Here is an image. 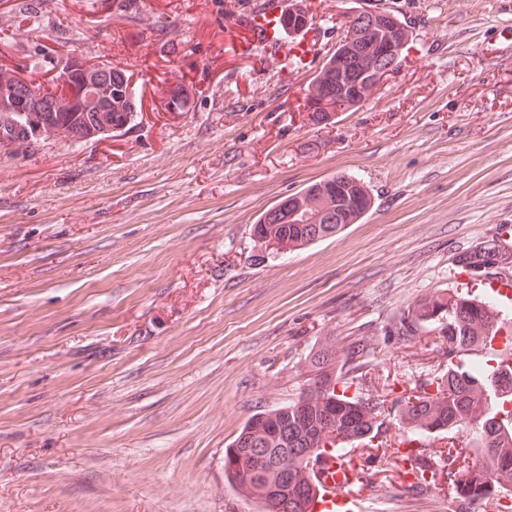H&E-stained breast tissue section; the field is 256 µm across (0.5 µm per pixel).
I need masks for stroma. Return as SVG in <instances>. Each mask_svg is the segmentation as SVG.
Returning a JSON list of instances; mask_svg holds the SVG:
<instances>
[{"mask_svg":"<svg viewBox=\"0 0 512 512\" xmlns=\"http://www.w3.org/2000/svg\"><path fill=\"white\" fill-rule=\"evenodd\" d=\"M0 0V65L47 75L54 47L126 70L143 116L100 141L0 149V512H256L224 477L255 413L287 404L321 336L370 337L365 383L396 399L448 365L391 324L415 299L483 293L458 254L512 226V0H302L320 49L300 72L241 61L234 0ZM413 36L359 107L316 124L305 88L354 13ZM194 91L169 111L160 90ZM339 173L374 206L338 237L266 256L251 226ZM359 449L365 512H458L428 448L408 490L388 446Z\"/></svg>","mask_w":512,"mask_h":512,"instance_id":"stroma-1","label":"stroma"}]
</instances>
